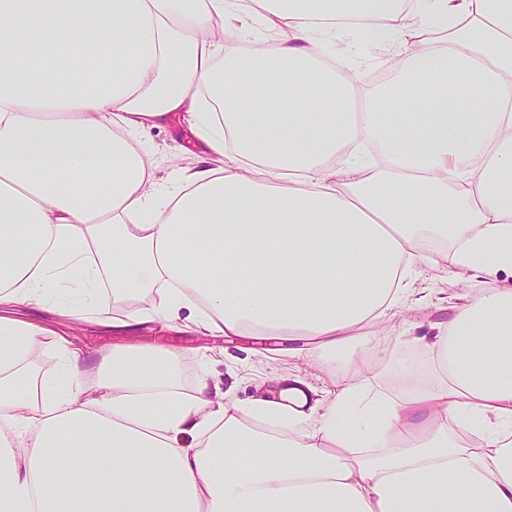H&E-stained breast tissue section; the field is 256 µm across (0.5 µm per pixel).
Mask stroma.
I'll return each mask as SVG.
<instances>
[{"mask_svg":"<svg viewBox=\"0 0 512 512\" xmlns=\"http://www.w3.org/2000/svg\"><path fill=\"white\" fill-rule=\"evenodd\" d=\"M351 69L347 76L362 92L376 87V76L389 72L390 58L368 41L355 42ZM157 160L156 175L169 179L172 172L194 165L195 158L187 153V130L181 120H173L162 128L153 130L147 141ZM414 289H427L428 296L418 309H399L389 325L394 336L407 333L421 335L429 332L431 324L448 318V304L461 287L452 276L450 261L438 267L419 265L411 282ZM26 318L52 325L81 347L87 358L101 354L130 350L145 345L162 344L180 351L184 384L205 376L210 382L228 388L240 402H248L260 393L278 395L283 378L292 376L312 385H320L328 375L323 364L310 356L275 353L261 344H251L242 339L205 329L185 330L151 323L130 330H115L101 322L52 320L50 315L36 306L25 308Z\"/></svg>","mask_w":512,"mask_h":512,"instance_id":"35a3bbf8","label":"stroma"}]
</instances>
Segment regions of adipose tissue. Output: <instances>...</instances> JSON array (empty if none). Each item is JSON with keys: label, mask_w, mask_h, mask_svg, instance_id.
<instances>
[{"label": "adipose tissue", "mask_w": 512, "mask_h": 512, "mask_svg": "<svg viewBox=\"0 0 512 512\" xmlns=\"http://www.w3.org/2000/svg\"><path fill=\"white\" fill-rule=\"evenodd\" d=\"M338 32L399 63L359 111ZM77 45L114 61L70 80ZM177 114L198 162L163 183L142 137ZM431 239L471 289L376 390ZM506 271L512 0H0V512H512ZM106 299L341 380L243 404L173 349L92 364L15 314ZM417 358L407 356L402 360L397 359L395 362L380 364L377 371L372 377V384L378 389L386 392L397 393L402 387L403 370L405 366L417 365Z\"/></svg>", "instance_id": "ef3b65f1"}]
</instances>
